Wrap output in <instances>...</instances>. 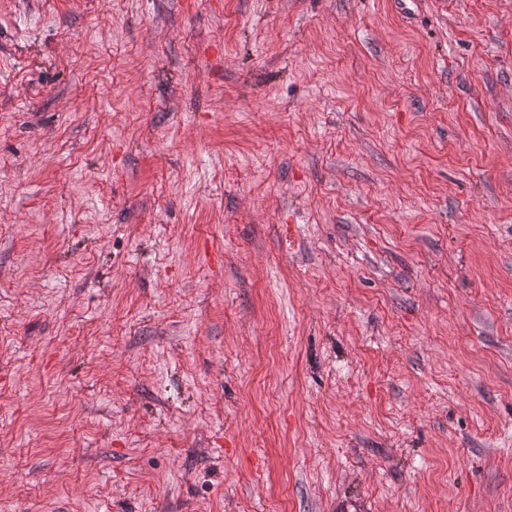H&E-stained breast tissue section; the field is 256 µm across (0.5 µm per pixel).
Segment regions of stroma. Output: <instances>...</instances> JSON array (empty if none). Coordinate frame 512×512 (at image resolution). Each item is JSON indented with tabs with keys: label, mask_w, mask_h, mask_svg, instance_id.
Returning a JSON list of instances; mask_svg holds the SVG:
<instances>
[{
	"label": "stroma",
	"mask_w": 512,
	"mask_h": 512,
	"mask_svg": "<svg viewBox=\"0 0 512 512\" xmlns=\"http://www.w3.org/2000/svg\"><path fill=\"white\" fill-rule=\"evenodd\" d=\"M512 512V0H0V512Z\"/></svg>",
	"instance_id": "1"
}]
</instances>
